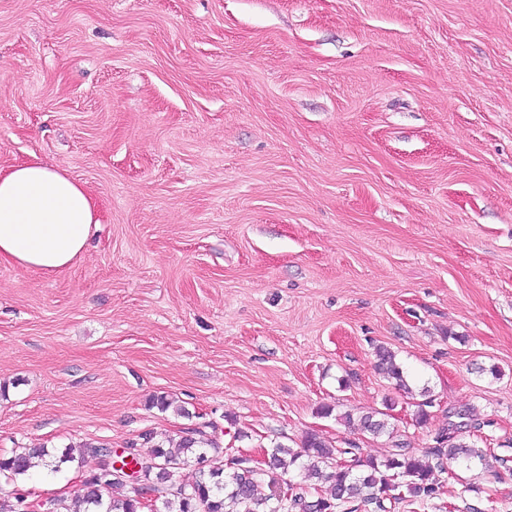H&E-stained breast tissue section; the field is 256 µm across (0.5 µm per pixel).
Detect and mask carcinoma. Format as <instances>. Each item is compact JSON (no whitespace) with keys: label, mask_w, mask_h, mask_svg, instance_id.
Wrapping results in <instances>:
<instances>
[{"label":"carcinoma","mask_w":512,"mask_h":512,"mask_svg":"<svg viewBox=\"0 0 512 512\" xmlns=\"http://www.w3.org/2000/svg\"><path fill=\"white\" fill-rule=\"evenodd\" d=\"M375 356L377 370L395 381L399 389L410 392L395 352L379 345ZM377 415L379 412L371 411L355 418L346 413L341 420L379 435L386 424ZM434 442L419 454L399 443L384 459H368L363 470L355 472L342 462V456L352 449L337 448L316 433L307 434L296 448L275 444L267 450V460L258 466L243 456L219 455V445L199 429L182 437L176 454L154 442L153 433L145 432L139 440L127 442L125 455L140 461L139 449L150 445L148 469L155 485L170 484L176 470L192 461L201 465L194 479L167 492L151 507L136 498L123 478L114 476L107 485H101L97 475L105 471L102 465L86 474L83 486L74 492L70 512H355L362 506L372 507L373 512H390L388 507L403 501H425L441 494L442 475L448 473L449 465L486 461L482 450L448 428L439 431ZM100 447L97 441L84 440L69 445L59 456L45 448L16 450L0 458V478L17 482L28 475L34 459L57 473L65 463L81 462L87 456L104 458ZM291 470L300 473V480L285 477ZM319 481L328 488L319 489ZM263 484L269 493L258 492Z\"/></svg>","instance_id":"cac0c4a2"}]
</instances>
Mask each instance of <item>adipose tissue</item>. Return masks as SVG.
<instances>
[{
  "mask_svg": "<svg viewBox=\"0 0 512 512\" xmlns=\"http://www.w3.org/2000/svg\"><path fill=\"white\" fill-rule=\"evenodd\" d=\"M99 222L96 200L67 171L38 161L0 168V262L69 268Z\"/></svg>",
  "mask_w": 512,
  "mask_h": 512,
  "instance_id": "obj_1",
  "label": "adipose tissue"
}]
</instances>
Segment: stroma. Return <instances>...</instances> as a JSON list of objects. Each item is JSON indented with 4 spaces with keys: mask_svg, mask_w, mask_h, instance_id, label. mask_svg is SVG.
Wrapping results in <instances>:
<instances>
[{
    "mask_svg": "<svg viewBox=\"0 0 512 512\" xmlns=\"http://www.w3.org/2000/svg\"><path fill=\"white\" fill-rule=\"evenodd\" d=\"M35 159L101 223L59 273L0 262V457L380 459L466 411L486 464L396 512H512V0H0V167ZM388 400L380 436L341 419ZM98 465L21 484L69 512ZM376 368L387 379L395 381L399 390L409 393L410 387L404 376L402 367L396 361V354L390 348L379 345L375 348Z\"/></svg>",
    "mask_w": 512,
    "mask_h": 512,
    "instance_id": "obj_1",
    "label": "stroma"
}]
</instances>
